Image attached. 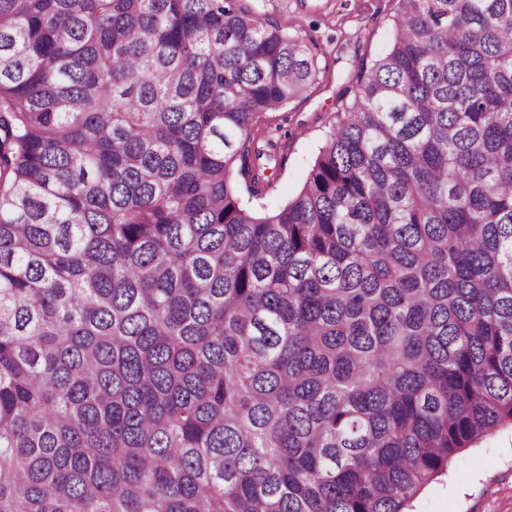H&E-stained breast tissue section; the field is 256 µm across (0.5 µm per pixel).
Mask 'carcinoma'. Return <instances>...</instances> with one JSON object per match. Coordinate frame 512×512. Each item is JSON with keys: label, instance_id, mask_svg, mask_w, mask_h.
Wrapping results in <instances>:
<instances>
[{"label": "carcinoma", "instance_id": "cac0c4a2", "mask_svg": "<svg viewBox=\"0 0 512 512\" xmlns=\"http://www.w3.org/2000/svg\"><path fill=\"white\" fill-rule=\"evenodd\" d=\"M298 194L313 40L0 0V512H404L512 423V0H397Z\"/></svg>", "mask_w": 512, "mask_h": 512}]
</instances>
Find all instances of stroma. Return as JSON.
I'll return each mask as SVG.
<instances>
[{"label": "stroma", "instance_id": "obj_1", "mask_svg": "<svg viewBox=\"0 0 512 512\" xmlns=\"http://www.w3.org/2000/svg\"><path fill=\"white\" fill-rule=\"evenodd\" d=\"M263 16L287 22L289 31L318 43L320 80L308 97L268 112L256 124L273 139V183L268 206L284 204L302 187L336 123V100L361 61L383 54L391 37L396 0H248ZM415 512H512V425L504 423L452 459L445 474L422 490Z\"/></svg>", "mask_w": 512, "mask_h": 512}]
</instances>
